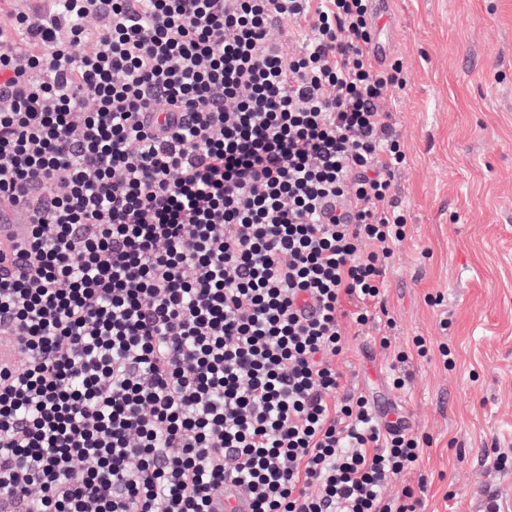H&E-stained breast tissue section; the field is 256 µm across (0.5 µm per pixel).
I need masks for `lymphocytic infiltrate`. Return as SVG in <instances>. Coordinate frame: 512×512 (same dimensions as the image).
<instances>
[{"label":"lymphocytic infiltrate","mask_w":512,"mask_h":512,"mask_svg":"<svg viewBox=\"0 0 512 512\" xmlns=\"http://www.w3.org/2000/svg\"><path fill=\"white\" fill-rule=\"evenodd\" d=\"M368 10L0 8V198L29 216L0 245V336L26 356L0 365V512H212L228 482L252 512H419L426 477L389 483L427 437L337 393L342 300L387 318L406 236L381 107L403 68L371 64Z\"/></svg>","instance_id":"obj_1"}]
</instances>
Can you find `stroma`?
Segmentation results:
<instances>
[{
    "label": "stroma",
    "instance_id": "obj_1",
    "mask_svg": "<svg viewBox=\"0 0 512 512\" xmlns=\"http://www.w3.org/2000/svg\"><path fill=\"white\" fill-rule=\"evenodd\" d=\"M392 8L373 36L406 80L385 100L406 155L394 178L406 237L383 281L393 326L355 327L360 302H342L340 391L373 397L428 437L418 469L392 490L423 475V512H481L512 497V468L489 457L512 452V0ZM419 336L447 347L449 362L420 356Z\"/></svg>",
    "mask_w": 512,
    "mask_h": 512
}]
</instances>
